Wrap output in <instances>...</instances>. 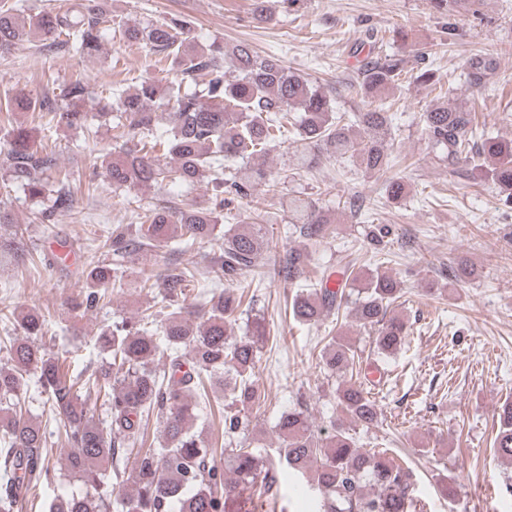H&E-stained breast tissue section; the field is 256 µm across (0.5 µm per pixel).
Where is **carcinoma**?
<instances>
[{
  "label": "carcinoma",
  "instance_id": "cac0c4a2",
  "mask_svg": "<svg viewBox=\"0 0 512 512\" xmlns=\"http://www.w3.org/2000/svg\"><path fill=\"white\" fill-rule=\"evenodd\" d=\"M430 5L452 15L473 10L475 0H430ZM19 10L14 0H0V53L35 34L75 56L94 57L110 35L107 20L84 0L34 17L25 18ZM122 36L171 62L179 79L164 86L145 78L131 92L110 89L96 96L77 76L58 98H0V112L47 113L58 127L88 132L102 122L113 123L124 144L106 154L96 172L113 189L167 181L188 194L207 182L215 206L202 209L186 197L176 208L149 211L138 224L112 225L102 243L112 252V262L84 271L85 291L81 299L70 300V308H97L106 290L116 286L118 266L131 251H150L159 263L175 239L186 246L202 241L219 245L222 259L208 274L224 282V291L200 292L199 303L189 306L185 301L190 286L199 282L198 269L145 276L143 287L161 286L154 300L158 310L101 328L96 344L107 359L88 374L69 373L66 358L42 343L44 319L36 309L13 314L20 335L4 345L6 359L0 362V512H27L33 488L64 481L81 490L55 497L50 512H231L229 507L244 495L268 493L274 472L284 467L311 481L319 494L317 512H417L409 469L386 448L357 447L341 423L322 438L295 409L280 416L278 446L272 451L262 453L237 439L251 424L248 411L263 400L252 375L267 336L259 317L238 339H230L228 328L243 314L235 288L258 265L265 219L253 210L239 219L237 228L226 229L224 201L246 197L261 183L274 192L278 182L263 168H230L224 162L247 161L287 139L306 167L345 159L381 180L388 197L397 201L406 187L391 174L390 105L373 94L397 85L402 76L436 84L435 71L424 66L410 75L398 53L376 56L362 66L358 92L367 98L366 105L346 118L336 112L331 96L278 59L254 54L245 43L229 49L213 42L197 51L190 27L180 20L135 23ZM496 69L495 59L481 55L465 62L466 77L475 83ZM158 116L165 121L160 132L154 127ZM422 123L434 157L451 166L486 161V176L504 205L512 204V140L478 131L472 113L450 98L427 109ZM0 155L9 186L42 205L41 223L73 208L69 174L57 168L54 151L37 142L33 129L23 124L11 128ZM164 156L170 159L165 166L160 164ZM288 211L310 243L334 234V220L312 203L292 198ZM307 261L309 254L290 251L278 275L292 283L303 277ZM330 277L321 272L313 287L291 298L289 310L297 323L314 325L352 303L357 322L374 332L377 354H391L404 345L409 327L392 314L402 282L368 271L345 274V281L333 288ZM356 358L358 350L333 337L322 349L320 364L325 372L341 376L354 373ZM32 378L65 435V445L58 449L59 469L47 448L46 431L23 414ZM208 380L224 391L227 440L220 445L190 426L199 411L211 408ZM93 397L106 405L105 424L95 419L88 404ZM336 399L341 412L355 422L367 427L377 422V406L363 383L343 382ZM153 416L163 435L158 447L148 441L146 431ZM498 418L495 455L512 461V402L499 407Z\"/></svg>",
  "mask_w": 512,
  "mask_h": 512
}]
</instances>
